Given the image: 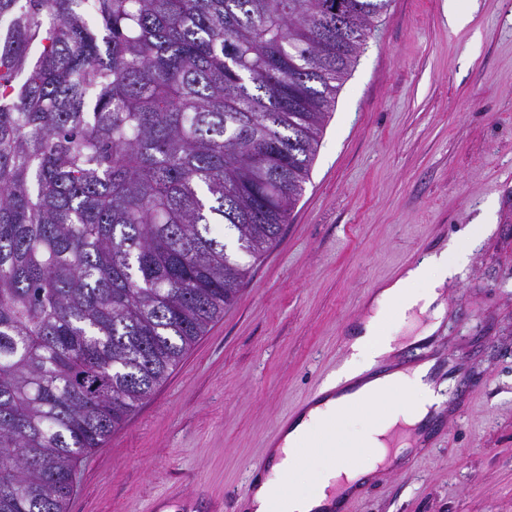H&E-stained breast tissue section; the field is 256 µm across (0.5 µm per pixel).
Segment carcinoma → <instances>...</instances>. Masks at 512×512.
Segmentation results:
<instances>
[{
  "mask_svg": "<svg viewBox=\"0 0 512 512\" xmlns=\"http://www.w3.org/2000/svg\"><path fill=\"white\" fill-rule=\"evenodd\" d=\"M389 5L0 0V512H67L234 303Z\"/></svg>",
  "mask_w": 512,
  "mask_h": 512,
  "instance_id": "obj_1",
  "label": "carcinoma"
}]
</instances>
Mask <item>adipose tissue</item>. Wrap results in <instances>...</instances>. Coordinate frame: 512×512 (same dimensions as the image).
Instances as JSON below:
<instances>
[{
	"label": "adipose tissue",
	"mask_w": 512,
	"mask_h": 512,
	"mask_svg": "<svg viewBox=\"0 0 512 512\" xmlns=\"http://www.w3.org/2000/svg\"><path fill=\"white\" fill-rule=\"evenodd\" d=\"M485 231V224L471 225L456 248L424 255L376 293L370 303L371 313L350 346L344 366L348 377L367 373L378 356L401 347L402 339L391 332V325L410 328L424 315L428 321L419 328L421 335H430L436 329L446 310L444 285ZM429 372L426 363L409 374L397 370L366 383L353 395L311 411L282 436L275 450L277 463L250 496L251 512H313L328 499L329 487L340 477L342 451L346 448L371 450L367 466L361 467L359 473L372 475L387 455L392 430L412 425L416 417L425 415L428 407L438 402ZM400 391L411 395V403L395 402ZM358 410L364 411L363 420L351 423L350 415ZM307 446L312 449L313 465L308 489L300 490L293 486L300 475L297 451Z\"/></svg>",
	"instance_id": "ef3b65f1"
}]
</instances>
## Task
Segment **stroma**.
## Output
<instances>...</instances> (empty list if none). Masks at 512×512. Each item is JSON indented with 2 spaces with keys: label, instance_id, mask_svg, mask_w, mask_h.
Segmentation results:
<instances>
[{
  "label": "stroma",
  "instance_id": "stroma-1",
  "mask_svg": "<svg viewBox=\"0 0 512 512\" xmlns=\"http://www.w3.org/2000/svg\"><path fill=\"white\" fill-rule=\"evenodd\" d=\"M391 0L336 97L276 245L168 379L84 456L67 512H150L190 494L245 512L250 465L316 386L346 323L422 254L496 220L447 283L439 436L376 472L352 512H512V0Z\"/></svg>",
  "mask_w": 512,
  "mask_h": 512
}]
</instances>
